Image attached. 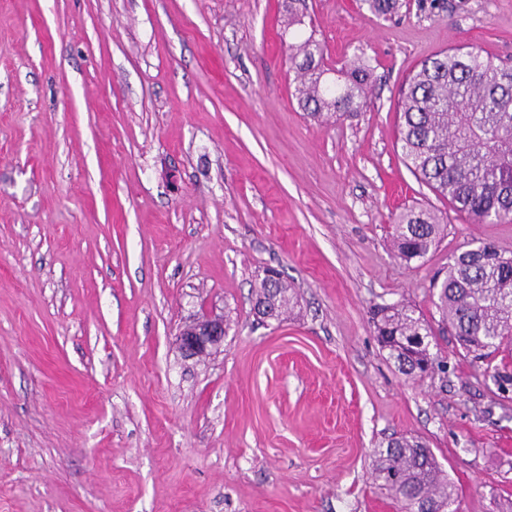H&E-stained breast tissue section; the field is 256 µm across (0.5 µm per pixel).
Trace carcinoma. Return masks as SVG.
<instances>
[{
    "instance_id": "carcinoma-1",
    "label": "carcinoma",
    "mask_w": 512,
    "mask_h": 512,
    "mask_svg": "<svg viewBox=\"0 0 512 512\" xmlns=\"http://www.w3.org/2000/svg\"><path fill=\"white\" fill-rule=\"evenodd\" d=\"M299 80L295 96L315 120L352 115L371 93L372 69L349 70L344 84L328 82L323 49L308 37L288 45ZM399 141L411 172L475 224L512 222V66L470 50L444 51L421 62L400 91ZM446 225L430 210L400 213L392 233L395 255L424 259ZM430 288L436 306L467 355L487 358L512 339V252L492 241L453 255ZM296 304L278 274L262 278L256 313L278 319ZM371 321L398 371L415 379L435 369L426 322L406 305L374 308ZM371 477L392 493L400 512H448L455 490L433 453L416 438L400 437L374 452Z\"/></svg>"
}]
</instances>
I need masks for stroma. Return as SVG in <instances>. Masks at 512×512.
Listing matches in <instances>:
<instances>
[{
    "label": "stroma",
    "instance_id": "obj_1",
    "mask_svg": "<svg viewBox=\"0 0 512 512\" xmlns=\"http://www.w3.org/2000/svg\"><path fill=\"white\" fill-rule=\"evenodd\" d=\"M305 0L327 67L370 64L363 112L295 97L284 0H0V512H397L376 448L425 442L459 512H512V390L453 336L402 375L377 305L440 314L430 284L476 241L398 140L400 89L454 48L512 64V0ZM447 226L425 260L402 209ZM283 270L298 314L252 290ZM222 314L224 344L179 331ZM430 210L409 209L400 213L394 224L392 246L405 262L424 259L444 234L446 224ZM179 349L187 358H203L224 343V317L203 315L182 329Z\"/></svg>",
    "mask_w": 512,
    "mask_h": 512
}]
</instances>
